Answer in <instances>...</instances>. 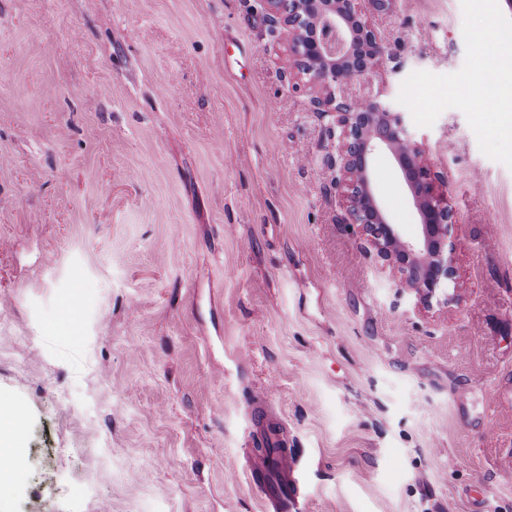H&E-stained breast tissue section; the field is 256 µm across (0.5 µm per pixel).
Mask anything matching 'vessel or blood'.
Instances as JSON below:
<instances>
[{"mask_svg":"<svg viewBox=\"0 0 512 512\" xmlns=\"http://www.w3.org/2000/svg\"><path fill=\"white\" fill-rule=\"evenodd\" d=\"M252 428L271 449L270 454L253 459L249 466V477L262 497L264 512H305V485L291 454L281 449L283 437L278 423L257 410L252 415Z\"/></svg>","mask_w":512,"mask_h":512,"instance_id":"b4317fda","label":"vessel or blood"}]
</instances>
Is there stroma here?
I'll return each instance as SVG.
<instances>
[{"label": "stroma", "instance_id": "obj_1", "mask_svg": "<svg viewBox=\"0 0 512 512\" xmlns=\"http://www.w3.org/2000/svg\"><path fill=\"white\" fill-rule=\"evenodd\" d=\"M353 92L404 110L455 278L392 288L334 117L261 0H0V512H261L272 409L306 512H512V136L484 35L512 0H362ZM371 184L421 239L392 154ZM17 406L13 402L1 399L0 402V459L7 458L12 461V466L6 470L5 463L0 470L6 472L0 480L11 477L19 469L22 460V449L19 442L18 431L15 423L17 420ZM252 428L254 433L267 446L266 448H281L284 439L280 427L266 413L261 410H254Z\"/></svg>", "mask_w": 512, "mask_h": 512}]
</instances>
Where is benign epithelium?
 Returning <instances> with one entry per match:
<instances>
[{
  "mask_svg": "<svg viewBox=\"0 0 512 512\" xmlns=\"http://www.w3.org/2000/svg\"><path fill=\"white\" fill-rule=\"evenodd\" d=\"M360 0H263L274 23L291 38L297 72L322 96L314 103L336 115L343 157L342 178L347 212L384 264L398 273L395 288L431 296L453 279L454 245L448 241L451 214L431 183H422L427 158L409 134L404 113L376 98L348 90L352 78L374 67L383 47L362 20ZM389 150L410 189L422 224L416 245L400 239L378 203L370 181V156Z\"/></svg>",
  "mask_w": 512,
  "mask_h": 512,
  "instance_id": "7a95c632",
  "label": "benign epithelium"
}]
</instances>
